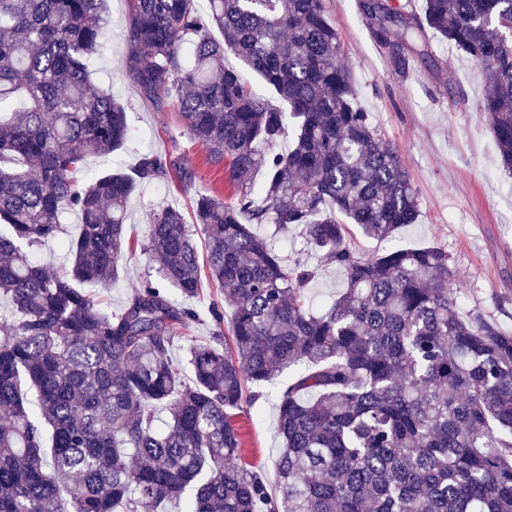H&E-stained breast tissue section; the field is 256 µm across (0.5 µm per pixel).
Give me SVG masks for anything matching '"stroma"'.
I'll return each instance as SVG.
<instances>
[{
	"instance_id": "1",
	"label": "stroma",
	"mask_w": 512,
	"mask_h": 512,
	"mask_svg": "<svg viewBox=\"0 0 512 512\" xmlns=\"http://www.w3.org/2000/svg\"><path fill=\"white\" fill-rule=\"evenodd\" d=\"M351 69L357 105L369 112L381 135L400 153L418 193L417 223L402 227L391 243L362 234L357 225L346 228V242L363 254L386 246H444L456 270L465 310L496 318L512 328V178L500 168L494 137L474 104L486 92L479 68L465 55L430 42L429 58H412L406 74L394 71L388 52L374 36V28L359 8V0H327ZM108 49L92 63V80L111 90L129 107L139 131L115 157L123 168H134L147 151L188 159L197 184L230 196L224 166L211 162V150L189 137L171 138L181 124L172 108L156 109L144 101L132 76L122 72L129 54L130 24L127 0H108ZM178 201L189 211L191 200L180 184L156 179L144 184L128 206L127 236L133 253L116 280L89 286L102 308L120 311L133 284L157 279L158 265L142 252L151 212ZM315 274L307 285L314 307L336 296L344 275L335 267L308 257ZM272 387H264L246 414L238 419L241 457L276 486L279 441L274 426Z\"/></svg>"
}]
</instances>
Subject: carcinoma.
Here are the masks:
<instances>
[{"mask_svg": "<svg viewBox=\"0 0 512 512\" xmlns=\"http://www.w3.org/2000/svg\"><path fill=\"white\" fill-rule=\"evenodd\" d=\"M106 2L0 0V298L11 303L0 316V512H164L181 499L183 512H512V329L460 316L441 246L367 256L346 244L348 222L384 240L420 209L398 152L355 105L323 0H205L204 14L199 0H128L126 68L140 96L173 106L191 139L216 148L234 193L195 190L190 224L172 205L153 213L144 250L160 280L133 286L121 312L80 288L126 264L140 185L195 180L157 153L130 172L87 171L133 137L125 104L90 82ZM361 9L402 75L406 52L431 37L482 69L489 92L476 108L511 175L512 0ZM228 53L243 68L225 66ZM289 126L288 152L259 150ZM68 214L79 227L64 239L70 273L51 275L34 252ZM257 224L301 228L305 251L341 269L346 288L313 308L305 260L284 262ZM205 284L232 314L224 325L212 303L213 336L199 341L186 334L188 301ZM177 340L190 384L170 358ZM270 384L274 494L240 463L236 424L247 388Z\"/></svg>", "mask_w": 512, "mask_h": 512, "instance_id": "1", "label": "carcinoma"}]
</instances>
